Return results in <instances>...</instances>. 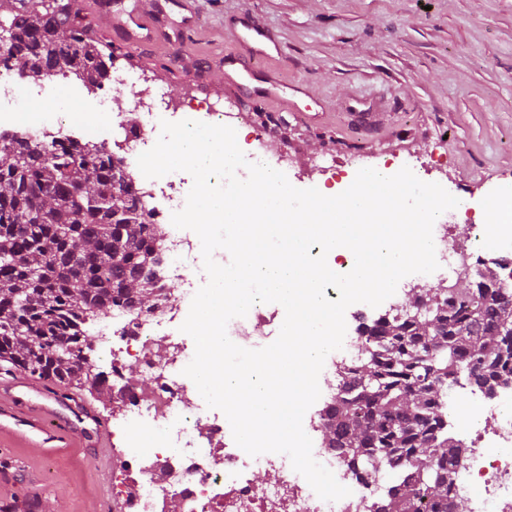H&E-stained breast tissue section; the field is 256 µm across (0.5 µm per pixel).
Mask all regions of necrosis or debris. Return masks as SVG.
I'll return each mask as SVG.
<instances>
[{
  "label": "necrosis or debris",
  "mask_w": 512,
  "mask_h": 512,
  "mask_svg": "<svg viewBox=\"0 0 512 512\" xmlns=\"http://www.w3.org/2000/svg\"><path fill=\"white\" fill-rule=\"evenodd\" d=\"M41 93L39 85L22 77H0V130L34 143L73 140L113 151L133 175L140 200L155 219L169 223L184 208L182 172L149 179L137 165L138 156L155 145L161 121L185 118L165 92L151 86L139 89L135 104L145 123L131 127L109 117L112 132L107 138L89 128L69 127L65 115L49 124L23 111V103ZM495 237V229L484 222L471 223L463 240L447 224L435 222V252L448 266L449 287L477 279L485 255L503 249ZM161 253L159 284L165 298L157 309L137 314L115 308L87 324L117 407L112 434L120 442L123 460L112 471V499L122 512H376L385 485L374 477L360 481L326 446L313 449L314 459L350 490L335 502L321 499L287 458L276 453L252 457L240 447L227 446L230 424L223 412L208 408L183 373L195 348L180 327L196 289L184 280L182 267L187 262L202 265L199 238L169 223ZM264 327L278 333L281 320L277 311L257 303L246 316L229 322L227 334L241 347H257V332ZM131 368L148 379V386L131 381ZM469 391L471 417L456 407L448 409V433L464 449L450 495L469 501L471 512H512V379L490 394L474 385ZM256 464L271 473L270 481L254 479Z\"/></svg>",
  "instance_id": "1"
}]
</instances>
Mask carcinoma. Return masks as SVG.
<instances>
[{
	"label": "carcinoma",
	"mask_w": 512,
	"mask_h": 512,
	"mask_svg": "<svg viewBox=\"0 0 512 512\" xmlns=\"http://www.w3.org/2000/svg\"><path fill=\"white\" fill-rule=\"evenodd\" d=\"M76 0H0V61L30 81L47 69L95 83L112 45L93 37ZM69 31L56 39L59 28ZM95 146L40 147L17 137L0 153V369L90 383L111 394L91 359L84 315L158 301L157 240L133 180ZM498 257L466 288L411 292L403 314L359 327L365 357L342 373L323 436L356 476H391L380 512H462L448 488L463 455L441 406L463 382L493 390L512 377V294L498 287Z\"/></svg>",
	"instance_id": "carcinoma-1"
}]
</instances>
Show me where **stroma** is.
Segmentation results:
<instances>
[{
  "label": "stroma",
  "instance_id": "35a3bbf8",
  "mask_svg": "<svg viewBox=\"0 0 512 512\" xmlns=\"http://www.w3.org/2000/svg\"><path fill=\"white\" fill-rule=\"evenodd\" d=\"M198 25L180 46H149L141 64L113 40L115 69L161 79L177 102L204 98L200 67L220 79L240 17L274 31L281 55L261 60L313 97L287 101L237 97L261 130L268 154L287 156L283 172L299 189L340 194L359 169L392 160L393 170L422 165L421 181L440 184L482 212L488 197L512 182V0H190ZM354 112H375L372 131L351 128ZM355 159L342 183L317 163ZM94 442L70 438L51 457L13 443L0 457V506L18 507L40 487L41 512H107Z\"/></svg>",
  "mask_w": 512,
  "mask_h": 512
}]
</instances>
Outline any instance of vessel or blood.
I'll list each match as a JSON object with an SVG mask.
<instances>
[{"instance_id":"b4317fda","label":"vessel or blood","mask_w":512,"mask_h":512,"mask_svg":"<svg viewBox=\"0 0 512 512\" xmlns=\"http://www.w3.org/2000/svg\"><path fill=\"white\" fill-rule=\"evenodd\" d=\"M164 15L165 9L160 4L156 5L154 16L149 20L135 12L123 20L107 11L105 5L95 8L99 26L120 30L126 44L135 49L153 42L154 37L148 32L149 24L161 22ZM233 38L237 49L224 56L226 95H248L262 101L309 96L306 84H284L275 73L257 66V59L279 49V40L271 31L245 19L234 30ZM4 391L8 392L10 401L6 404L0 402V436L23 441L54 456L63 451L74 422L93 421L100 443V471L103 475H110L108 446L111 432L81 393L60 389L52 391L41 381L26 376L0 381V393Z\"/></svg>"}]
</instances>
